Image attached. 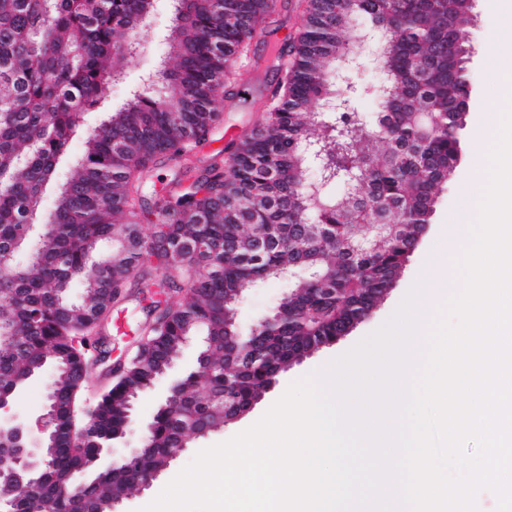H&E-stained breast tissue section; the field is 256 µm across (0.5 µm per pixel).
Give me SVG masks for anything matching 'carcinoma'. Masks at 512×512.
<instances>
[{"instance_id":"obj_1","label":"carcinoma","mask_w":512,"mask_h":512,"mask_svg":"<svg viewBox=\"0 0 512 512\" xmlns=\"http://www.w3.org/2000/svg\"><path fill=\"white\" fill-rule=\"evenodd\" d=\"M153 0H0V373L15 379L61 365L53 394L58 426L71 376L86 386L90 367L72 344L85 318L106 311L105 289L153 282L164 269L172 292L190 295L166 304L151 322L163 336L97 401V443L54 450L44 490L89 463L97 445L124 428L127 403L168 371L189 336H205L216 362L224 334L236 332L229 313L256 284L284 268L315 273L320 289L297 280L284 317L268 338L262 362H243L230 380L237 407L265 390L295 353L312 350L345 322L370 308L400 274L421 225L431 223L437 191L459 159L470 98L467 27L473 0H305L297 39L270 53L277 80L265 119L232 138L203 168L188 166L153 204L142 188L159 162L187 160L224 121L226 86L256 77L239 65L276 0H175L163 67L85 137L83 154L60 175L59 165L79 114L100 101L141 43L117 45L150 16ZM387 33L376 64L381 110L371 125L353 107L337 77L357 59L360 26ZM459 46L448 53V40ZM317 143L333 169L351 168L361 182L341 196L312 195L302 147ZM56 185L46 212V186ZM153 222L152 232L139 224ZM258 224L266 245L253 246L247 225ZM365 224L390 228L352 257L348 243ZM83 289L72 301L68 289ZM195 422L207 433L224 429V382L217 372L184 379ZM179 410L160 416L142 461L106 472L73 502V512H108L114 497L134 490L142 474L180 451Z\"/></svg>"}]
</instances>
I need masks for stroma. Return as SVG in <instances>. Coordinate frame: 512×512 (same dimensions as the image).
<instances>
[{"instance_id": "35a3bbf8", "label": "stroma", "mask_w": 512, "mask_h": 512, "mask_svg": "<svg viewBox=\"0 0 512 512\" xmlns=\"http://www.w3.org/2000/svg\"><path fill=\"white\" fill-rule=\"evenodd\" d=\"M299 2L300 0H277L274 24L258 31L252 38L247 54L242 58L243 63L263 61L272 47L292 42L305 23ZM170 29V0H153V8L146 26L136 33L137 38L145 45L144 51L125 64L122 79L109 86L98 105L83 113L79 130L70 142L66 158L61 162L62 168H69L72 159L81 155L86 134L99 123L103 114L111 111L133 90L141 87L149 75L155 73L158 58L164 51ZM499 30L500 16L496 0H474L472 20L469 25L470 109L465 117L461 137V142L465 146L469 144L475 124L482 113L496 112L500 109L498 92L488 80L489 63L483 53L488 38ZM261 93V86L254 85L247 89L245 95L236 98L235 110L230 115L231 129L217 131L210 141L200 146L196 154L198 165L207 164L211 155L223 148L232 132L242 131L248 122L261 120L262 114L257 109ZM469 164L470 154L465 150L461 154L457 172H454L438 194L432 220L418 246L410 254L403 273L370 318L360 323L336 344L320 348L302 360L292 363L289 368L280 373L276 386L262 394L248 413L235 422L227 424L221 431L193 440L149 487L133 491L123 498L119 505L120 512H140L141 508L157 497L161 487L167 485L194 460L199 451L225 442L251 427L292 383L311 376L320 368L329 366L334 360L345 355L382 328L408 295L410 284L420 276L426 252L442 224L448 223L455 215L463 188L462 172L468 168ZM288 288L289 284L286 280L272 278L249 291L238 308L237 323L240 328L249 329L251 325L270 314L287 293ZM166 299L182 303L186 301L187 295L182 292L169 296L163 289L152 288L141 291L140 294L129 297L113 307L111 316L104 320L96 336V347L88 351L89 357L96 360L85 392L89 403H96L99 395L111 386L112 378L109 370L112 365L121 359L132 357L135 353L149 320L150 304Z\"/></svg>"}]
</instances>
